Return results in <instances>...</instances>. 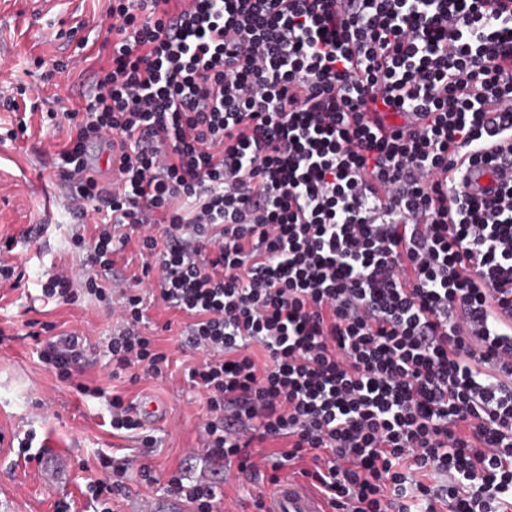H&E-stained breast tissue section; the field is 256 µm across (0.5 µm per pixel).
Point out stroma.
<instances>
[{"label":"stroma","mask_w":512,"mask_h":512,"mask_svg":"<svg viewBox=\"0 0 512 512\" xmlns=\"http://www.w3.org/2000/svg\"><path fill=\"white\" fill-rule=\"evenodd\" d=\"M108 6V0H49L40 6L32 0H0V102L26 80L33 59L67 58L82 41V61L38 92L43 109H79L92 92L94 72L106 63L102 42L113 23ZM13 120L12 113L0 110V237L14 236L6 259L22 275L18 288L0 286V512H99L86 491L89 481L103 475L99 456L121 463L141 452L132 433L110 425L107 396L112 392L137 404L152 400L163 410L160 420L143 424L156 439L147 459L153 480L130 473L123 492L112 500L114 512H136L145 497H172L169 481L175 475L214 486L223 512H255L262 476L245 478L223 461L192 453L205 408L202 392L184 378L199 358L180 347L184 315L157 304L148 307L147 332L168 354L170 366L164 379L134 383L128 374L113 372L107 344L117 317L111 306L90 298L77 305L42 301L41 286L55 268H83L86 252L73 246L71 235L78 230L92 239L95 217L87 215L84 227L75 226L73 203L51 169L68 138L67 126H46L34 114L27 118L26 133L12 141L5 133ZM33 321L54 323L86 339L87 359L78 379L103 388L104 396H84L56 380L39 358L38 341L28 334ZM30 433L67 446L72 466L65 491L45 486L35 456L20 451L21 439Z\"/></svg>","instance_id":"1"}]
</instances>
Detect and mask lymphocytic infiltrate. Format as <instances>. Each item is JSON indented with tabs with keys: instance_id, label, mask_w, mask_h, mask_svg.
I'll use <instances>...</instances> for the list:
<instances>
[{
	"instance_id": "1",
	"label": "lymphocytic infiltrate",
	"mask_w": 512,
	"mask_h": 512,
	"mask_svg": "<svg viewBox=\"0 0 512 512\" xmlns=\"http://www.w3.org/2000/svg\"><path fill=\"white\" fill-rule=\"evenodd\" d=\"M108 63L52 160L97 216L87 273L119 295L116 370L158 379L142 288L189 319L196 455L303 477L336 512L512 507V0H111ZM109 152L101 173L90 151ZM137 239L141 272L105 283ZM82 291H74L75 281ZM40 359L87 358L54 324ZM458 167H462L458 184L467 194L483 192L485 189L494 186V182L485 171V168L468 164L464 165L461 162L458 164Z\"/></svg>"
}]
</instances>
